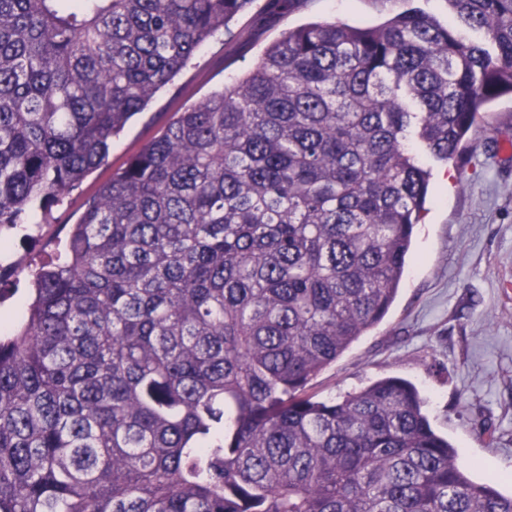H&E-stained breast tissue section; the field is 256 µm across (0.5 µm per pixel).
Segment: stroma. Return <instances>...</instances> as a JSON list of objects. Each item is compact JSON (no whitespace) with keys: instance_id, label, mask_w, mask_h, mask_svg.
I'll return each mask as SVG.
<instances>
[{"instance_id":"obj_1","label":"stroma","mask_w":512,"mask_h":512,"mask_svg":"<svg viewBox=\"0 0 512 512\" xmlns=\"http://www.w3.org/2000/svg\"><path fill=\"white\" fill-rule=\"evenodd\" d=\"M414 5L440 21L448 0H306L285 14L254 4L197 53L112 145L106 162L54 206L48 224L15 232L6 261L33 268L54 257L66 225L127 160L186 107L243 78L283 32L309 22L376 25ZM432 200L386 318L315 381L340 396L389 376L426 395L434 428L456 446L473 479L497 474L512 493V97L488 103L457 160L429 161ZM495 444H487V434Z\"/></svg>"}]
</instances>
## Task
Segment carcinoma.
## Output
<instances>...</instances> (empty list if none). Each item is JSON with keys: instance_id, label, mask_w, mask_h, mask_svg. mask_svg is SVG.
<instances>
[{"instance_id": "cac0c4a2", "label": "carcinoma", "mask_w": 512, "mask_h": 512, "mask_svg": "<svg viewBox=\"0 0 512 512\" xmlns=\"http://www.w3.org/2000/svg\"><path fill=\"white\" fill-rule=\"evenodd\" d=\"M253 0H0V248ZM302 25L88 201L0 332V512H512L384 378L313 381L389 312L429 192L512 96V0Z\"/></svg>"}]
</instances>
